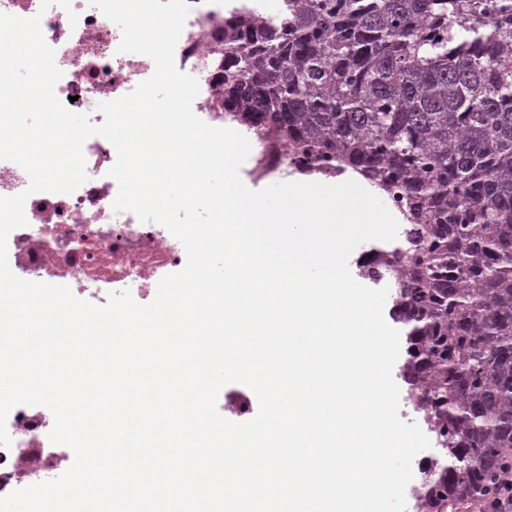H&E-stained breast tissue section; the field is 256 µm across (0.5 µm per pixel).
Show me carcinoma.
Here are the masks:
<instances>
[{
    "mask_svg": "<svg viewBox=\"0 0 512 512\" xmlns=\"http://www.w3.org/2000/svg\"><path fill=\"white\" fill-rule=\"evenodd\" d=\"M286 2L220 28L224 111L402 215L357 269L406 330L398 376L436 449L420 512H458L512 454V0Z\"/></svg>",
    "mask_w": 512,
    "mask_h": 512,
    "instance_id": "obj_1",
    "label": "carcinoma"
}]
</instances>
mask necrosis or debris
Wrapping results in <instances>:
<instances>
[{"label": "necrosis or debris", "mask_w": 512, "mask_h": 512, "mask_svg": "<svg viewBox=\"0 0 512 512\" xmlns=\"http://www.w3.org/2000/svg\"><path fill=\"white\" fill-rule=\"evenodd\" d=\"M267 0H189L191 9L174 53L177 69L195 77L200 91L193 103L198 117L224 127L222 87L214 79L211 62L223 55L224 46L214 39L217 23L235 14L246 18L266 14ZM78 15L70 24L69 12ZM0 13L23 18L40 16L47 43L55 51L62 72L55 92L71 111L89 114L93 124L104 121L95 104L111 101L132 91L154 72L151 58L119 52L122 34L89 0H70L69 8L54 5L42 9L41 0H0ZM88 180L70 194L41 192L25 203L27 226L11 232L7 241L8 263L21 279L73 286L87 300L106 304L117 288L148 299L159 280L182 269L187 261L183 245L162 224L141 221L133 212H117L118 193L109 171L117 159L114 146L94 136L83 147ZM54 424L42 407L18 405L6 422L10 446H0V497L23 488L25 483L54 479L72 451L51 444ZM42 448L47 459L29 480L16 475L18 451Z\"/></svg>", "instance_id": "4bbe7bcc"}]
</instances>
